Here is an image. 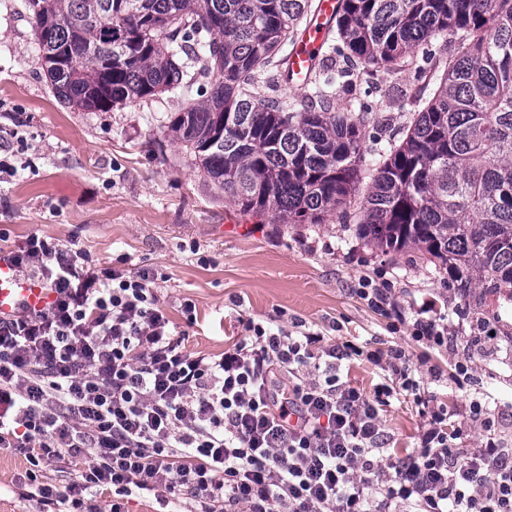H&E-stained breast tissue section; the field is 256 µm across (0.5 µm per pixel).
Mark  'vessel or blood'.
I'll return each mask as SVG.
<instances>
[{"label":"vessel or blood","mask_w":512,"mask_h":512,"mask_svg":"<svg viewBox=\"0 0 512 512\" xmlns=\"http://www.w3.org/2000/svg\"><path fill=\"white\" fill-rule=\"evenodd\" d=\"M338 0H318L313 18L298 32L295 45L288 56V86H300L320 57L330 28L336 21ZM54 300L42 282L25 275L0 255V319L45 312Z\"/></svg>","instance_id":"1"}]
</instances>
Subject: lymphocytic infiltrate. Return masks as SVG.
<instances>
[{
    "label": "lymphocytic infiltrate",
    "instance_id": "obj_1",
    "mask_svg": "<svg viewBox=\"0 0 512 512\" xmlns=\"http://www.w3.org/2000/svg\"><path fill=\"white\" fill-rule=\"evenodd\" d=\"M9 255L55 299L0 321V450L35 466L89 461L63 492L29 475L54 512H86L92 487L184 493L198 512H512V450L490 436L461 453L404 348L250 322L224 353L194 355L158 304L156 270L131 275L123 259L101 265L36 234ZM355 291L396 311L415 342L447 347V322H407L390 279ZM355 357L390 383L369 397L343 382L341 362ZM397 395L425 406L427 421L418 447L393 460L381 414Z\"/></svg>",
    "mask_w": 512,
    "mask_h": 512
}]
</instances>
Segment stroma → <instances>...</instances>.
<instances>
[{"instance_id": "1", "label": "stroma", "mask_w": 512, "mask_h": 512, "mask_svg": "<svg viewBox=\"0 0 512 512\" xmlns=\"http://www.w3.org/2000/svg\"><path fill=\"white\" fill-rule=\"evenodd\" d=\"M363 82L375 89L369 135L388 136L404 122L399 102L417 87L413 72L369 69ZM183 100L165 95L108 112L62 107L46 83L26 0H0V135L23 136L31 167L0 183V229L11 241L31 233L73 244L108 265L125 257L128 273L152 267L163 273L160 304L186 351L218 354L242 324L254 320L334 331L337 342L369 349L404 347L425 382L448 408V423L461 428L459 447L486 439L472 420V401L495 409L496 439L512 448V354L495 338L496 322L459 311L455 290L444 291L433 266L416 253H382L343 232L336 218L325 224H280L272 215H240L222 193L204 184L189 155L171 144L163 127ZM386 271L403 311L434 301L448 315L453 344L432 349L408 332L392 333L389 319L361 300L354 282ZM196 304L198 321L187 325L183 299ZM469 365L470 381L457 386L456 364ZM390 452L412 451L425 423L420 406L392 402L383 414ZM29 463L0 452V512H47L37 496H22L18 483Z\"/></svg>"}]
</instances>
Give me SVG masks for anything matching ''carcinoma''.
I'll use <instances>...</instances> for the list:
<instances>
[{
    "mask_svg": "<svg viewBox=\"0 0 512 512\" xmlns=\"http://www.w3.org/2000/svg\"><path fill=\"white\" fill-rule=\"evenodd\" d=\"M315 0H27L64 106L185 96L166 118L204 183L244 213L422 253L464 304H512V0H339L300 97L279 93ZM414 65L408 121L365 148L361 69ZM204 79L198 83V79ZM263 86L268 94L255 93Z\"/></svg>",
    "mask_w": 512,
    "mask_h": 512,
    "instance_id": "cac0c4a2",
    "label": "carcinoma"
}]
</instances>
